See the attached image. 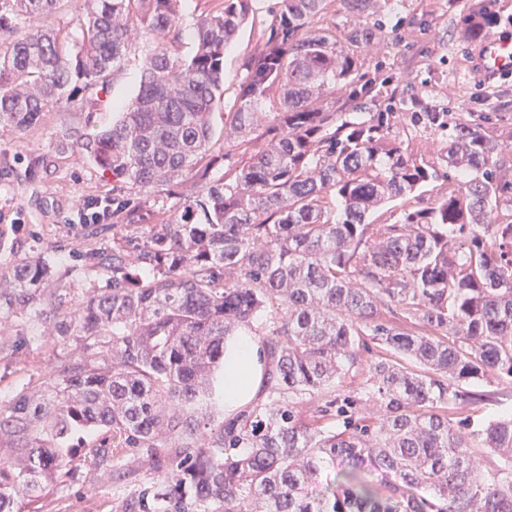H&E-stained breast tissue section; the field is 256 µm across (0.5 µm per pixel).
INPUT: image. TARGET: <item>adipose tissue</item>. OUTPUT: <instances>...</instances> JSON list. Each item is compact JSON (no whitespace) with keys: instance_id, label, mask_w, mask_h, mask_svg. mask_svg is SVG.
<instances>
[{"instance_id":"1","label":"adipose tissue","mask_w":512,"mask_h":512,"mask_svg":"<svg viewBox=\"0 0 512 512\" xmlns=\"http://www.w3.org/2000/svg\"><path fill=\"white\" fill-rule=\"evenodd\" d=\"M266 366L260 343L242 332L225 344L224 350V416L233 418L248 407L257 396Z\"/></svg>"}]
</instances>
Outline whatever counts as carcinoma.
<instances>
[{"mask_svg":"<svg viewBox=\"0 0 512 512\" xmlns=\"http://www.w3.org/2000/svg\"><path fill=\"white\" fill-rule=\"evenodd\" d=\"M0 33L57 0H12ZM177 0H86L76 51L55 29L0 50V121L21 132L77 80L107 87L131 21L164 38ZM328 0H277L232 109L241 156L212 174L211 112L224 100V49L251 0H216L145 62L139 90L86 144L112 175V223L137 224L134 192L175 185L184 206L143 241L97 262L108 275L81 309L47 294L48 260L17 250L0 266V352L27 319L71 358L0 405V512H23L75 456L112 486L147 458L158 482L116 512H512V411L480 428L453 419L512 382V180L476 123L444 120L383 90L357 55L372 29H315ZM491 28L486 8L464 17ZM445 130L440 171L392 134L397 111ZM265 133L254 134L259 125ZM441 180L432 203L374 224L384 203ZM261 328L267 399L224 420V343ZM382 355L363 366L369 343ZM362 375L349 394L341 379ZM311 404L307 415L298 401Z\"/></svg>","mask_w":512,"mask_h":512,"instance_id":"cac0c4a2","label":"carcinoma"}]
</instances>
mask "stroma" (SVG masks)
Returning <instances> with one entry per match:
<instances>
[{
  "mask_svg": "<svg viewBox=\"0 0 512 512\" xmlns=\"http://www.w3.org/2000/svg\"><path fill=\"white\" fill-rule=\"evenodd\" d=\"M474 0H382L376 17L345 8L330 0L314 27L349 30L375 26L374 38L359 49L365 66L382 64L392 86L423 107L447 113L450 119L480 120L484 132L503 147L501 159L512 173V76L487 83L472 66L478 43L469 37L462 20ZM276 0H252L254 15L240 27L224 53V103L211 114L215 134L210 154L216 172H223L225 156L239 157L240 139L228 114L243 79L244 62L259 44L260 28L269 22ZM85 18V0H57L55 10L34 19H17L0 43L10 44L44 28L66 35L76 44ZM130 52L121 68L110 75L108 87L91 96L76 91L43 112L40 122L23 132L0 124V230L33 256L51 259L50 287L70 288L67 306L77 310L88 288L104 284L93 258L112 250L125 236L123 228L92 233L89 225L67 218L83 200L112 198V178L95 164L82 144L118 117L120 104L137 93L143 63L157 40L138 26H130ZM394 131L409 151L435 167H443V132L438 127H414L397 115ZM68 351L57 344L21 342L0 352V403L26 386L40 385L67 360ZM490 397L481 403L457 407L456 419L480 427L512 407V383L491 384ZM112 487L103 469L87 463L54 487L46 512H112L125 496Z\"/></svg>",
  "mask_w": 512,
  "mask_h": 512,
  "instance_id": "1",
  "label": "stroma"
}]
</instances>
